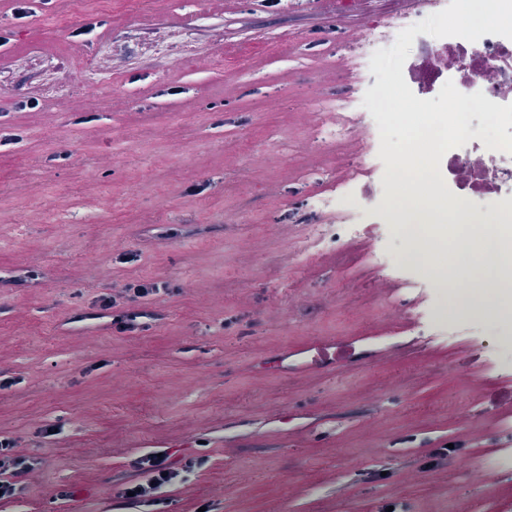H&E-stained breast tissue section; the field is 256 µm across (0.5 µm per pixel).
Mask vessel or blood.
I'll return each instance as SVG.
<instances>
[{"mask_svg": "<svg viewBox=\"0 0 512 512\" xmlns=\"http://www.w3.org/2000/svg\"><path fill=\"white\" fill-rule=\"evenodd\" d=\"M307 359L302 364H292L288 361L287 347H280L268 358L260 360L254 372L257 376H264L269 369H276L283 373L316 372H345L352 368L356 362L355 353L349 342L315 338L305 347Z\"/></svg>", "mask_w": 512, "mask_h": 512, "instance_id": "vessel-or-blood-1", "label": "vessel or blood"}]
</instances>
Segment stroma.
<instances>
[{
	"label": "stroma",
	"instance_id": "obj_1",
	"mask_svg": "<svg viewBox=\"0 0 512 512\" xmlns=\"http://www.w3.org/2000/svg\"><path fill=\"white\" fill-rule=\"evenodd\" d=\"M356 21L336 0H0V135L14 138L0 147V276L40 275L0 289V373L13 381L0 434L37 463L0 512H148L115 499L114 476L198 448L208 461L167 489L168 512H512V476L470 473L512 454L504 325L447 312L433 292L438 315L420 313L415 332L341 327L337 306L381 303L361 245L346 287L335 254L299 267L286 249L287 204L309 194L287 144ZM31 97L39 107L20 109ZM228 208L250 223H225ZM138 279L168 282L159 321L117 333L91 316L102 293L126 306ZM314 335L353 337L368 366L250 373Z\"/></svg>",
	"mask_w": 512,
	"mask_h": 512
}]
</instances>
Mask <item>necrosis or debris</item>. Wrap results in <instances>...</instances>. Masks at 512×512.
<instances>
[{
  "mask_svg": "<svg viewBox=\"0 0 512 512\" xmlns=\"http://www.w3.org/2000/svg\"><path fill=\"white\" fill-rule=\"evenodd\" d=\"M413 10L381 14L361 21L345 36L350 52L390 48L398 33L451 0H412ZM406 83L416 96L440 91L453 82L465 94L483 92L490 100L512 104V39L486 35L471 42L461 37L417 35L403 67ZM323 96L335 102L332 112L313 110L308 115V138L294 142L296 155L324 156L332 149L346 151L340 176L329 177L321 166L304 167L300 178L334 181L337 190L315 195L303 207L288 210L289 223L300 231L288 241V252L297 265L318 261L323 252H343L346 241L375 239L378 229L410 220L429 223L435 210L470 208L477 200L495 203L512 200V154L486 149L477 141L448 150L439 173H426L423 203L406 210L395 204L406 174L388 169L383 160H371L376 147L373 125L364 112L351 111L356 81L323 69L319 75Z\"/></svg>",
  "mask_w": 512,
  "mask_h": 512,
  "instance_id": "1",
  "label": "necrosis or debris"
}]
</instances>
